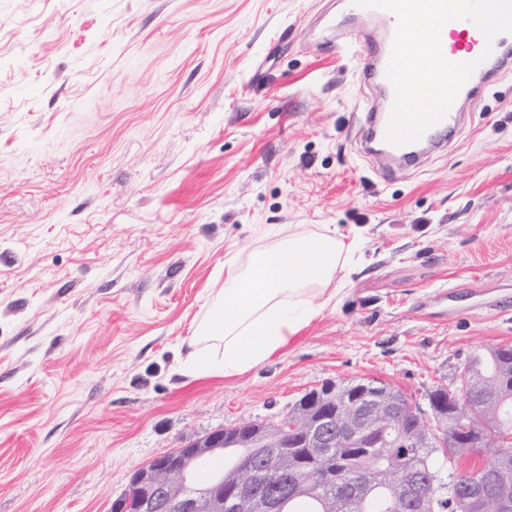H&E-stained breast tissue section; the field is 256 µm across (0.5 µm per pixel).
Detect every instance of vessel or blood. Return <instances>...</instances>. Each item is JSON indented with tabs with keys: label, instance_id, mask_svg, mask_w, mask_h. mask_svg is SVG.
<instances>
[{
	"label": "vessel or blood",
	"instance_id": "vessel-or-blood-1",
	"mask_svg": "<svg viewBox=\"0 0 512 512\" xmlns=\"http://www.w3.org/2000/svg\"><path fill=\"white\" fill-rule=\"evenodd\" d=\"M346 16L369 19L382 25L388 38L384 42H374L366 32H358L350 39L354 54L362 58V72L367 83L373 87L383 100V108L378 112H363L359 122L365 130L363 152L367 155L378 154L388 159H402L407 162L423 164L432 152L444 149L451 137L458 132L466 121L460 102L474 89L475 79L484 76L492 67H503L512 63V52L508 51L505 36H496L493 43L484 38L475 37V24L468 19H455L446 22L451 42L445 51V58L453 63L477 61L472 81L466 82L459 90L456 103L441 121L430 127L415 142L395 145L387 141L386 131L392 114L394 89L387 77V68L392 53V34L398 26L397 15L387 9L375 6H359L353 0H340Z\"/></svg>",
	"mask_w": 512,
	"mask_h": 512
}]
</instances>
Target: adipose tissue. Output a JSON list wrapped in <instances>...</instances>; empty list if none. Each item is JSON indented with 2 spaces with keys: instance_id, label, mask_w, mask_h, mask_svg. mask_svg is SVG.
<instances>
[{
  "instance_id": "1",
  "label": "adipose tissue",
  "mask_w": 512,
  "mask_h": 512,
  "mask_svg": "<svg viewBox=\"0 0 512 512\" xmlns=\"http://www.w3.org/2000/svg\"><path fill=\"white\" fill-rule=\"evenodd\" d=\"M355 251L354 242L324 227L255 251L246 265L228 259L182 373L233 377L269 360L336 297Z\"/></svg>"
}]
</instances>
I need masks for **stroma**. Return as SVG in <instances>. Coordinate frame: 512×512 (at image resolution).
<instances>
[{"instance_id": "1", "label": "stroma", "mask_w": 512, "mask_h": 512, "mask_svg": "<svg viewBox=\"0 0 512 512\" xmlns=\"http://www.w3.org/2000/svg\"><path fill=\"white\" fill-rule=\"evenodd\" d=\"M337 13L0 0V512H112L155 458L325 383L423 407L512 347V310L486 305L512 297V68L444 152L385 177ZM324 224L361 236L336 301L245 374H179L225 260Z\"/></svg>"}]
</instances>
